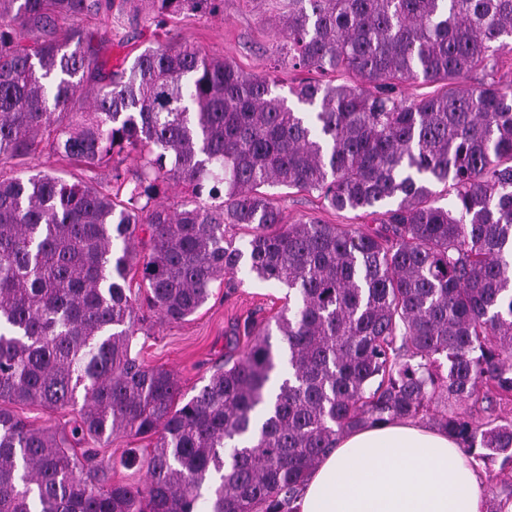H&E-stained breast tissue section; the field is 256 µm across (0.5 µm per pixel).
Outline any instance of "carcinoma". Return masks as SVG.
<instances>
[{
	"instance_id": "carcinoma-1",
	"label": "carcinoma",
	"mask_w": 512,
	"mask_h": 512,
	"mask_svg": "<svg viewBox=\"0 0 512 512\" xmlns=\"http://www.w3.org/2000/svg\"><path fill=\"white\" fill-rule=\"evenodd\" d=\"M223 5L0 0V165L46 151L85 172L0 179V512H297L337 436L395 419L512 470V87H457L512 56V0H288V66L358 80L302 81L293 106L188 42L107 72L80 27ZM417 80L440 88L398 91ZM180 183L197 201L172 211ZM266 186L380 224H290ZM245 257L288 303L187 399L133 336L195 314ZM20 403L77 417L36 426ZM120 434L149 441L142 483L99 460ZM510 505L511 482L489 512Z\"/></svg>"
}]
</instances>
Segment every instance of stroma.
Instances as JSON below:
<instances>
[{
	"mask_svg": "<svg viewBox=\"0 0 512 512\" xmlns=\"http://www.w3.org/2000/svg\"><path fill=\"white\" fill-rule=\"evenodd\" d=\"M287 0H224V9L204 17H187L169 25L172 39L190 42L203 52L227 57L242 71L262 74L275 72L280 84L278 93L287 94L290 84L316 80V71L291 70L287 66L271 69L270 59L276 46L274 23L282 14ZM85 31L100 36L111 32L112 44L106 54L112 67L129 65L144 48L154 45L155 28L147 23L112 26L104 17L83 22ZM274 203L288 222L316 217L330 224L375 225L374 216L359 211L337 212L325 208L318 192L297 191L283 187L268 190ZM286 290L252 279L246 271L225 276L220 290L198 313L178 324L159 323L146 339L141 358L150 367L160 366L173 372L185 396H193L204 377L222 362L233 329L251 321L274 315L284 305ZM145 440L132 436L113 439L101 449L100 456L113 464L116 481L140 482L146 470L140 463L123 466L131 449L144 448Z\"/></svg>",
	"mask_w": 512,
	"mask_h": 512,
	"instance_id": "1",
	"label": "stroma"
}]
</instances>
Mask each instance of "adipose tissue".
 <instances>
[{"mask_svg":"<svg viewBox=\"0 0 512 512\" xmlns=\"http://www.w3.org/2000/svg\"><path fill=\"white\" fill-rule=\"evenodd\" d=\"M299 512H486L479 471L447 433L396 419L339 437Z\"/></svg>","mask_w":512,"mask_h":512,"instance_id":"1","label":"adipose tissue"}]
</instances>
